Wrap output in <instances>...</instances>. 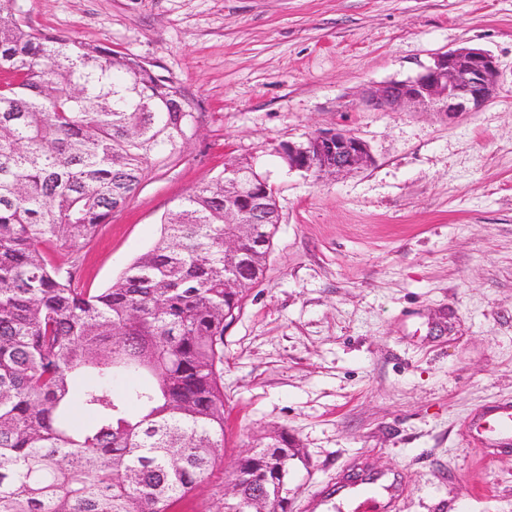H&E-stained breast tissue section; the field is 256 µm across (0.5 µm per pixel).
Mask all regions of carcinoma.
Instances as JSON below:
<instances>
[{"label": "carcinoma", "instance_id": "cac0c4a2", "mask_svg": "<svg viewBox=\"0 0 512 512\" xmlns=\"http://www.w3.org/2000/svg\"><path fill=\"white\" fill-rule=\"evenodd\" d=\"M20 2L0 0V512H177L224 459V331L269 247L224 223L221 175L112 286H80L75 255L195 116L154 65L34 29ZM302 458L282 432L258 440L222 512H288Z\"/></svg>", "mask_w": 512, "mask_h": 512}]
</instances>
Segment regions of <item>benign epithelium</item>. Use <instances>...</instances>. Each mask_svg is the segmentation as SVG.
Listing matches in <instances>:
<instances>
[{"label":"benign epithelium","mask_w":512,"mask_h":512,"mask_svg":"<svg viewBox=\"0 0 512 512\" xmlns=\"http://www.w3.org/2000/svg\"><path fill=\"white\" fill-rule=\"evenodd\" d=\"M500 68L489 52L460 47L434 57L433 63L415 78L390 81L367 90L365 102L384 110L420 107L453 118L477 112L498 97ZM288 169L324 176L359 169L370 160L367 145L346 132L320 133L298 144L282 147ZM224 184L234 188L237 204L224 205L227 224H251L252 233L266 223L264 206L253 182L240 178L238 170H227Z\"/></svg>","instance_id":"1"}]
</instances>
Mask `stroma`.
I'll return each instance as SVG.
<instances>
[{"label":"stroma","instance_id":"stroma-1","mask_svg":"<svg viewBox=\"0 0 512 512\" xmlns=\"http://www.w3.org/2000/svg\"><path fill=\"white\" fill-rule=\"evenodd\" d=\"M23 17L154 64L196 116L81 250L84 287L109 288L227 160L275 190L264 272L224 331L225 465L182 512H219L226 464L274 430L305 453L291 512H344L356 474L390 477V512H512V445L464 433L512 404V0H23ZM462 46L500 66L480 111L363 104ZM334 130L368 166L288 170L281 145Z\"/></svg>","mask_w":512,"mask_h":512}]
</instances>
